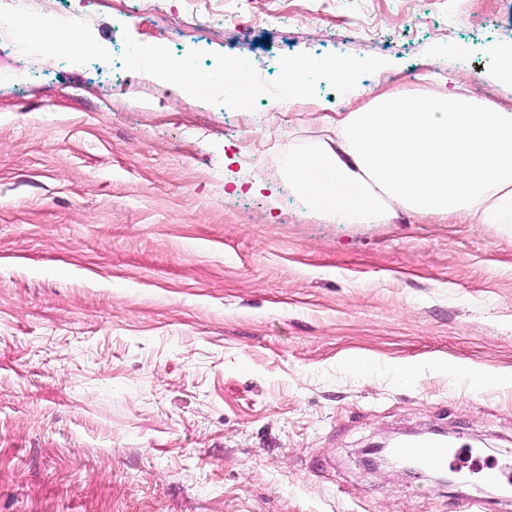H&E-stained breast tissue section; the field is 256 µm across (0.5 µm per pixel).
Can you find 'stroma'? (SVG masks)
Segmentation results:
<instances>
[{"mask_svg": "<svg viewBox=\"0 0 512 512\" xmlns=\"http://www.w3.org/2000/svg\"><path fill=\"white\" fill-rule=\"evenodd\" d=\"M89 59L0 43V512H512V224H331L288 155L323 116L493 72L512 0H60ZM183 31L171 40L164 29ZM246 59L248 108L129 65ZM342 60L355 94L325 73ZM320 63L278 104L281 66ZM428 427L456 482L368 466Z\"/></svg>", "mask_w": 512, "mask_h": 512, "instance_id": "obj_1", "label": "stroma"}]
</instances>
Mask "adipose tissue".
Returning a JSON list of instances; mask_svg holds the SVG:
<instances>
[{"mask_svg": "<svg viewBox=\"0 0 512 512\" xmlns=\"http://www.w3.org/2000/svg\"><path fill=\"white\" fill-rule=\"evenodd\" d=\"M151 71L191 92L194 62L151 54ZM338 149L292 154L287 175L332 224L368 223L393 207L426 216L512 223V112L451 92L379 99L336 122Z\"/></svg>", "mask_w": 512, "mask_h": 512, "instance_id": "obj_1", "label": "adipose tissue"}]
</instances>
